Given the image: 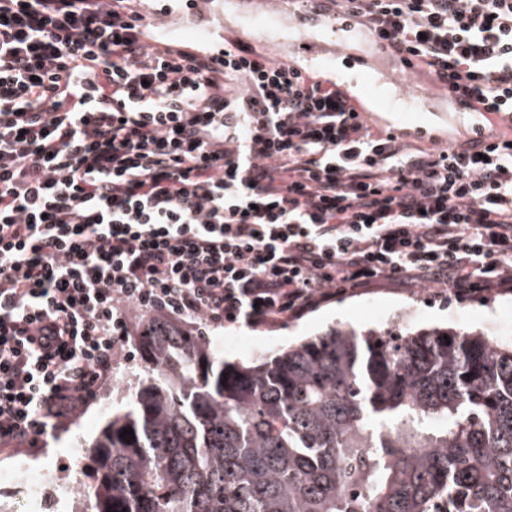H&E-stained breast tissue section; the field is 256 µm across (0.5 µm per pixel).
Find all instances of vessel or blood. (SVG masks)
Listing matches in <instances>:
<instances>
[{"instance_id":"vessel-or-blood-1","label":"vessel or blood","mask_w":512,"mask_h":512,"mask_svg":"<svg viewBox=\"0 0 512 512\" xmlns=\"http://www.w3.org/2000/svg\"><path fill=\"white\" fill-rule=\"evenodd\" d=\"M269 2L276 11L293 17L295 55L309 70L335 81L340 88L356 84L351 94L355 103L380 100L390 107L398 102L404 111L419 112L426 100L443 95V84L436 79L431 81L429 91L411 90L405 82L409 67L403 54L392 51L388 41L357 29L352 17L340 13L331 22H324L327 0H307L297 11L289 0ZM319 25L327 31V38H310L309 29Z\"/></svg>"}]
</instances>
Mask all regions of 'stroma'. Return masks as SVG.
<instances>
[{"instance_id": "stroma-1", "label": "stroma", "mask_w": 512, "mask_h": 512, "mask_svg": "<svg viewBox=\"0 0 512 512\" xmlns=\"http://www.w3.org/2000/svg\"><path fill=\"white\" fill-rule=\"evenodd\" d=\"M143 10L148 14L166 12L168 25L163 31L164 37L217 50L223 48L224 40L228 37L255 44L257 32L246 18L256 12L264 13L265 6L261 0H209L203 10L195 12L188 0H144ZM503 305L512 306V293L492 297H438L430 288H403L386 284L355 295L338 297L302 318L283 325H228L223 333L207 337L206 343L216 358L240 362L248 360V353L230 348L225 342L226 337L238 334L254 336L258 342V355L269 356L334 327L382 330L397 325L406 331L441 327L486 334L490 331L489 314ZM372 307L381 309L380 318L368 316L367 311ZM474 308L481 309V316L468 318V311ZM143 368L139 338L134 335L128 341L126 356L120 357L114 365L111 386L98 394L80 417L49 438L42 452L34 454L0 448V503L11 497L3 481L5 474L18 472L36 461L52 468L56 465L57 455L62 454L68 460L69 474L86 476V441L102 426L106 413L125 408L131 402Z\"/></svg>"}]
</instances>
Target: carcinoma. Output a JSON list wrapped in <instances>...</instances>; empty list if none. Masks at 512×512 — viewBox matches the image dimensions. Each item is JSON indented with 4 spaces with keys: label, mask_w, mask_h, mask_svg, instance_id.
Listing matches in <instances>:
<instances>
[{
    "label": "carcinoma",
    "mask_w": 512,
    "mask_h": 512,
    "mask_svg": "<svg viewBox=\"0 0 512 512\" xmlns=\"http://www.w3.org/2000/svg\"><path fill=\"white\" fill-rule=\"evenodd\" d=\"M140 343L88 445L91 512H512V344L332 329L244 364L153 321ZM369 448L389 460L346 471Z\"/></svg>",
    "instance_id": "obj_1"
}]
</instances>
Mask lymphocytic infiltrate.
<instances>
[{"label":"lymphocytic infiltrate","instance_id":"lymphocytic-infiltrate-1","mask_svg":"<svg viewBox=\"0 0 512 512\" xmlns=\"http://www.w3.org/2000/svg\"><path fill=\"white\" fill-rule=\"evenodd\" d=\"M512 115V0H334ZM141 0H0V446L112 383L132 311L272 326L387 282L512 293V128L442 149L321 75L155 37Z\"/></svg>","mask_w":512,"mask_h":512}]
</instances>
